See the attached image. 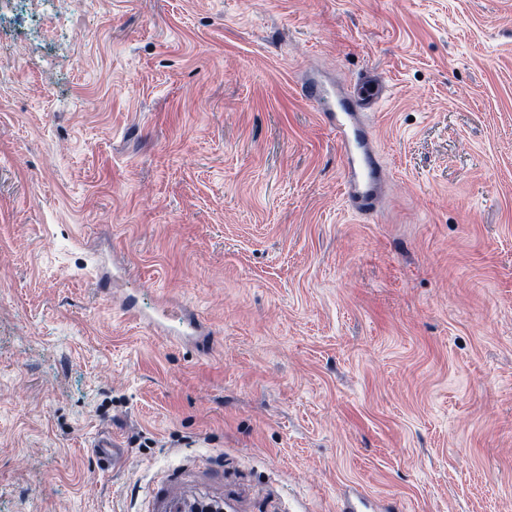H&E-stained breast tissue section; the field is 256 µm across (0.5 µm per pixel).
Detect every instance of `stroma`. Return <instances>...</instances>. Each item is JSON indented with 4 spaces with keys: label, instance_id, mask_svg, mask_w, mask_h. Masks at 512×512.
<instances>
[{
    "label": "stroma",
    "instance_id": "stroma-1",
    "mask_svg": "<svg viewBox=\"0 0 512 512\" xmlns=\"http://www.w3.org/2000/svg\"><path fill=\"white\" fill-rule=\"evenodd\" d=\"M41 11L0 22V512H512V0ZM310 70L385 87L369 219Z\"/></svg>",
    "mask_w": 512,
    "mask_h": 512
}]
</instances>
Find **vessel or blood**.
Returning <instances> with one entry per match:
<instances>
[{
	"instance_id": "vessel-or-blood-1",
	"label": "vessel or blood",
	"mask_w": 512,
	"mask_h": 512,
	"mask_svg": "<svg viewBox=\"0 0 512 512\" xmlns=\"http://www.w3.org/2000/svg\"><path fill=\"white\" fill-rule=\"evenodd\" d=\"M300 90L307 100L324 104V118L344 150L349 209L360 216L374 214L384 172L364 114L377 107L384 95L383 85L368 78L347 90L311 74L302 82Z\"/></svg>"
}]
</instances>
